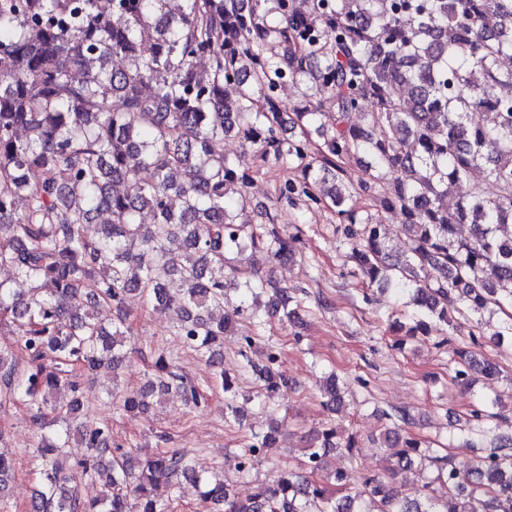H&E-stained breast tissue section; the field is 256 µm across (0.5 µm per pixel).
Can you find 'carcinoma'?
Returning a JSON list of instances; mask_svg holds the SVG:
<instances>
[{
	"instance_id": "obj_1",
	"label": "carcinoma",
	"mask_w": 512,
	"mask_h": 512,
	"mask_svg": "<svg viewBox=\"0 0 512 512\" xmlns=\"http://www.w3.org/2000/svg\"><path fill=\"white\" fill-rule=\"evenodd\" d=\"M119 56L124 65L109 66ZM512 0H0V404L36 407L33 421L58 428L41 436L39 485L30 512H171L154 487L192 478L214 512H512V436L480 432L484 452L460 473L446 455L429 458L436 486L423 502L399 498L392 480L414 468L420 442L405 430L410 415L381 435L396 448L387 476L341 494L343 474L326 458L355 447L336 428L317 434L303 453L309 476L281 468L246 498L222 475L195 472L187 453L144 456L112 441L107 419H90L81 385L91 371L118 369L132 327L121 315L129 295L174 313L183 344L212 370L236 413L224 372V334L242 318L255 336L286 323L302 300L254 281L241 267L251 248L273 263L291 260L296 238L248 211L249 165L300 169L278 200L302 194L336 208L349 259L371 283L416 307L408 328L448 325L491 306L512 335ZM208 62L205 73L196 64ZM301 89L293 110L300 138L281 137L279 91ZM334 115L332 125L322 121ZM321 140L309 151L311 133ZM234 134L243 153L224 156ZM362 162L344 179L349 158ZM148 172L149 177L139 178ZM136 181L132 195L119 190ZM385 183L388 191L377 194ZM468 191L454 207L448 185ZM494 186L486 193L484 185ZM396 212L413 247L394 256L382 219L361 205ZM109 216L97 234L84 225ZM151 222L142 221V215ZM471 226L460 236L459 226ZM272 290L262 312L261 290ZM28 357L19 367L16 350ZM462 358L455 380L494 377L489 359ZM272 398L288 381L267 369ZM325 405H343L336 376L323 385ZM195 407L205 391L163 351L126 413L149 411L167 394ZM278 428L253 432L239 469L275 447ZM0 429V508L15 478ZM88 450L76 464L65 449ZM102 478L107 491L81 500L78 481Z\"/></svg>"
}]
</instances>
